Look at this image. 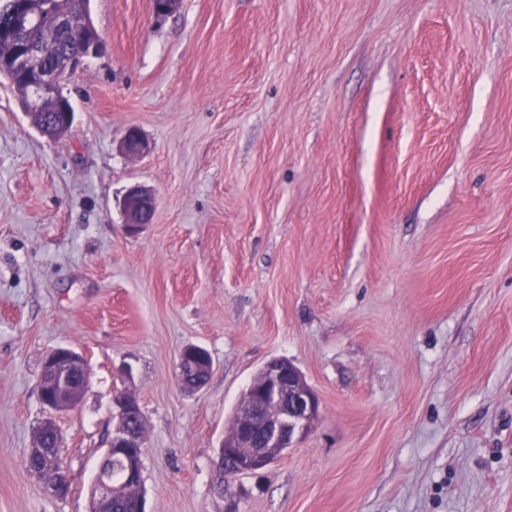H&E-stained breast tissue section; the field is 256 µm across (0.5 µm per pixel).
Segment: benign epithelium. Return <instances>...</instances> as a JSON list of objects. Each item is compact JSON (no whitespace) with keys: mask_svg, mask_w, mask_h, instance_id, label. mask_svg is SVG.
Masks as SVG:
<instances>
[{"mask_svg":"<svg viewBox=\"0 0 512 512\" xmlns=\"http://www.w3.org/2000/svg\"><path fill=\"white\" fill-rule=\"evenodd\" d=\"M13 6L6 10L5 21H0V43H13L11 57L0 58L1 68H11L27 76L32 125L44 136L57 139L65 135L74 119L69 99L60 92L61 82L77 65L90 55L102 51L103 42L93 24L83 13V7L74 0H10ZM40 26L56 27L65 33H80V53L61 70L48 69L38 64L40 51L30 34ZM148 146L135 127L126 130L121 150L138 159ZM156 209V198L139 186L130 187L123 199L125 224L130 233L138 232L151 222ZM203 361L206 375H211L213 364L208 354L198 346L184 347L179 364ZM49 378L41 379V400L48 411L40 430L48 436V444L39 439L29 449L26 466L53 495L64 498L71 492L72 481L62 466L63 440L56 417L73 410L81 401L89 378L84 357L70 348L49 352L43 364ZM119 421L99 464L94 483L95 497L100 504L112 500L116 486L104 462L122 458L126 462L125 480L141 481L143 430L145 416L139 399L130 393L119 402ZM320 414V399L309 386L301 371L285 358L266 361L253 375L243 390L238 423L224 435V448L218 452L217 466L224 474L223 492L230 499L227 512H237L232 500V476L261 470L276 461L282 448H291L312 428Z\"/></svg>","mask_w":512,"mask_h":512,"instance_id":"7a95c632","label":"benign epithelium"}]
</instances>
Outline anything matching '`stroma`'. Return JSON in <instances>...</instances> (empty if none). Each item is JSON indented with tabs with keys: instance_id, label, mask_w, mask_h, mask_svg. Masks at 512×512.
I'll return each instance as SVG.
<instances>
[{
	"instance_id": "stroma-1",
	"label": "stroma",
	"mask_w": 512,
	"mask_h": 512,
	"mask_svg": "<svg viewBox=\"0 0 512 512\" xmlns=\"http://www.w3.org/2000/svg\"><path fill=\"white\" fill-rule=\"evenodd\" d=\"M89 8L65 137L0 80V512H89L128 392L147 512H225L217 450L272 358L321 416L239 512H512V0ZM135 184L156 210L131 235ZM63 346L90 385L57 419L59 498L25 456ZM147 149V143L140 131L136 127H129L121 142L123 153L131 159H138L147 152ZM199 360H202L204 363L203 367L206 372V376H205L204 380L201 381L195 387L201 388L202 386H204V384L207 382L208 378L210 377V375L212 373L213 364H212V361L210 360L208 354L203 349H201V347L194 346V345L185 346L180 352V356H179V381L180 382H181L180 373L182 371V365L186 361L193 362V361H199Z\"/></svg>"
}]
</instances>
